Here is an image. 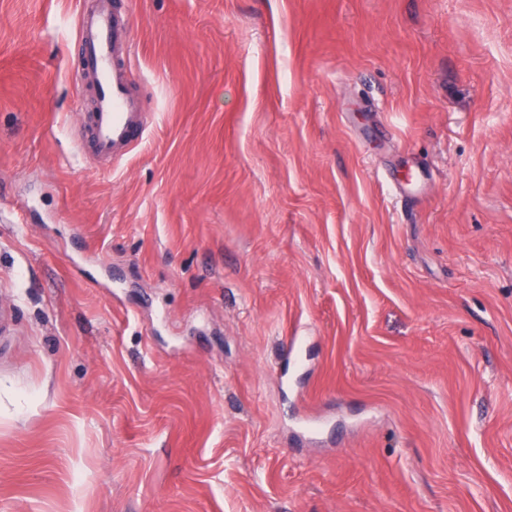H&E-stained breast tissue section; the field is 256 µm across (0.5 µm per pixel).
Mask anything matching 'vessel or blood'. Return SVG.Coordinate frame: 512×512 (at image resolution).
<instances>
[{"mask_svg":"<svg viewBox=\"0 0 512 512\" xmlns=\"http://www.w3.org/2000/svg\"><path fill=\"white\" fill-rule=\"evenodd\" d=\"M130 34L129 15L115 11L112 0L82 6L78 38L83 78L97 85L93 110L81 118L84 140L92 154L113 160L129 154L148 130L127 69Z\"/></svg>","mask_w":512,"mask_h":512,"instance_id":"b4317fda","label":"vessel or blood"}]
</instances>
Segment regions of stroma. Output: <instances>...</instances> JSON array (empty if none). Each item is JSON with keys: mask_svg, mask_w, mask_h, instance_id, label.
I'll return each instance as SVG.
<instances>
[{"mask_svg": "<svg viewBox=\"0 0 512 512\" xmlns=\"http://www.w3.org/2000/svg\"><path fill=\"white\" fill-rule=\"evenodd\" d=\"M115 2L113 162L0 0V512H512V0Z\"/></svg>", "mask_w": 512, "mask_h": 512, "instance_id": "obj_1", "label": "stroma"}]
</instances>
